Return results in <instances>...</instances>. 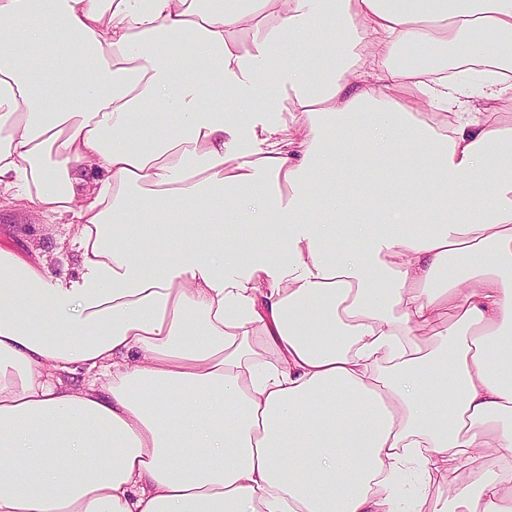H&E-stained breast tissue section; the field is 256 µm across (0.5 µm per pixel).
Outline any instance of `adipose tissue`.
<instances>
[{
  "label": "adipose tissue",
  "mask_w": 512,
  "mask_h": 512,
  "mask_svg": "<svg viewBox=\"0 0 512 512\" xmlns=\"http://www.w3.org/2000/svg\"><path fill=\"white\" fill-rule=\"evenodd\" d=\"M507 99L512 0H0V210L66 229L0 249V512H512Z\"/></svg>",
  "instance_id": "obj_1"
}]
</instances>
